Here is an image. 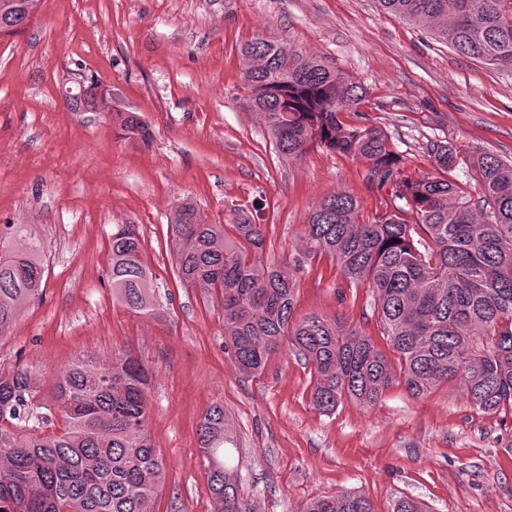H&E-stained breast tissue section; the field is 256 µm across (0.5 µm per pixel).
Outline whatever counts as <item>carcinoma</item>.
<instances>
[{"mask_svg":"<svg viewBox=\"0 0 512 512\" xmlns=\"http://www.w3.org/2000/svg\"><path fill=\"white\" fill-rule=\"evenodd\" d=\"M0 34L13 35L35 0H0ZM389 18L429 30L462 55L512 70V0H374ZM250 107L261 116L275 150L299 158L314 148L361 159L378 187L404 202L360 223L357 200L335 193L316 206L301 246L280 267L264 265L267 225L237 209L231 223L211 224L191 203L175 213L170 232L175 266L190 288L224 311V349L239 370L260 374L289 342L312 365L311 398L332 413L343 399L376 403L402 380L414 397L450 382L484 412L512 410V161L471 156L477 198L448 179L458 157L433 144L437 175H402L399 156L380 127L345 125L365 89L320 56L288 52L258 37L241 47ZM121 137L148 147L151 127L135 112L119 113ZM232 234H227V231ZM16 224L0 228V335L18 310L40 295L45 264L40 242L6 244ZM134 224L112 232L110 279L116 298L158 313L153 277L143 265ZM328 257L347 286L369 285L382 334L399 356L401 377L371 338L336 317L293 320L298 274ZM148 369L121 357L96 367L78 359L55 376V409L65 419L44 434L52 410L36 403L30 371L0 375V512H149L163 462L147 435ZM205 473L219 512H254L224 462L236 448L224 409L199 425ZM303 512H374L355 492L311 501Z\"/></svg>","mask_w":512,"mask_h":512,"instance_id":"cac0c4a2","label":"carcinoma"}]
</instances>
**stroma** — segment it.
Masks as SVG:
<instances>
[{
  "instance_id": "1",
  "label": "stroma",
  "mask_w": 512,
  "mask_h": 512,
  "mask_svg": "<svg viewBox=\"0 0 512 512\" xmlns=\"http://www.w3.org/2000/svg\"><path fill=\"white\" fill-rule=\"evenodd\" d=\"M258 36L361 83L366 97L342 121L382 127L409 177L433 172L434 143L455 148L461 184L474 152L512 159V71L457 55L373 0H38L18 34L0 36V226L42 241L45 285L0 336V374L29 368L48 402L56 372L76 359L145 362L147 430L163 460L153 512H217L199 442L215 405L255 512H301L346 491L374 512L406 498L428 512H512V412L479 411L453 383L415 398L397 382L376 404L345 399L321 413L292 345L242 374L224 350L222 308L180 281L168 226L183 203L212 224L252 211L268 227L264 261L277 266L327 196L350 193L365 218L391 202L363 161L276 153L245 100L240 48ZM75 73L112 87L151 126L152 146L120 139L108 113L71 109L61 87ZM119 224L138 229L157 315L112 294ZM311 313L348 320L397 363L371 291L347 287L325 258L300 274L294 316Z\"/></svg>"
}]
</instances>
